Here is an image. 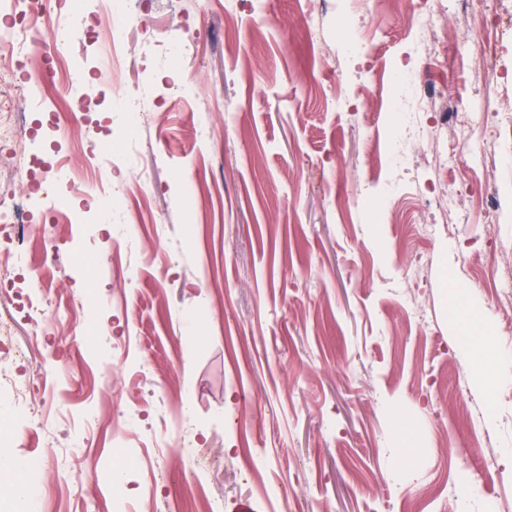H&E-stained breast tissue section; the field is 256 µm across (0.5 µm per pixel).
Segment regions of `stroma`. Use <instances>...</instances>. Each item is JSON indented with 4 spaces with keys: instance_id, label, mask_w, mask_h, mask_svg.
I'll list each match as a JSON object with an SVG mask.
<instances>
[{
    "instance_id": "1",
    "label": "stroma",
    "mask_w": 512,
    "mask_h": 512,
    "mask_svg": "<svg viewBox=\"0 0 512 512\" xmlns=\"http://www.w3.org/2000/svg\"><path fill=\"white\" fill-rule=\"evenodd\" d=\"M498 25L492 69L459 57L465 0H442L441 36L412 56L418 34L406 0H132L123 93L150 104L126 180L151 176L145 224L131 238L96 217L53 224L57 245L80 241L85 274L53 275L29 225L59 159L99 144L112 83L110 52L77 42L85 73L73 98L81 130L21 124L34 172L12 191L26 214L0 209L24 236L28 273L52 309L98 304L85 323L61 320L32 339L22 317L0 326L12 383L34 388L38 416L0 394L6 453L51 469L29 472L45 512H114L111 473L128 461L125 512H512V368L484 382L459 341L466 318L512 361V0H488ZM196 38L191 52L172 45ZM371 54H341L343 42ZM411 63L449 117L433 147L405 136L434 128L413 91L365 97L364 73ZM194 100H173L178 74ZM480 93L497 129L463 112ZM211 115L199 143L192 114ZM491 156L488 170L441 172L461 153L455 126ZM456 212L432 203L443 181ZM502 214L491 222L487 195ZM186 401L177 452L141 449L158 420ZM498 462L485 469L484 459Z\"/></svg>"
}]
</instances>
